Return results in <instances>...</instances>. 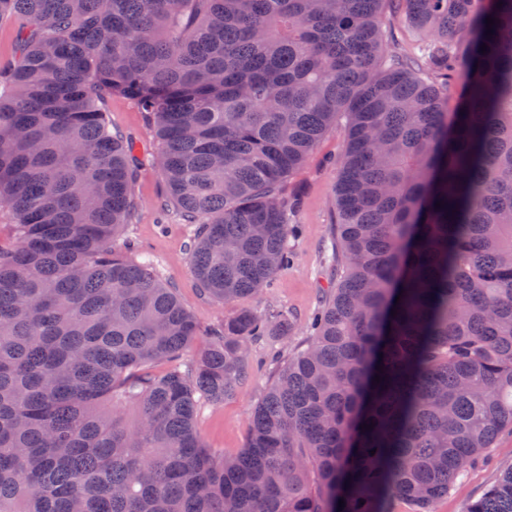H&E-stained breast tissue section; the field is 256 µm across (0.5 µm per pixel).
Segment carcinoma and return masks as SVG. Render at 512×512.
Masks as SVG:
<instances>
[{"label": "carcinoma", "mask_w": 512, "mask_h": 512, "mask_svg": "<svg viewBox=\"0 0 512 512\" xmlns=\"http://www.w3.org/2000/svg\"><path fill=\"white\" fill-rule=\"evenodd\" d=\"M388 10L418 53H387ZM4 19L0 512H433L512 427V0H0ZM114 94L156 128L225 305L288 266V180L344 122L336 283L235 456L203 447L197 397L233 395L293 315L242 307L198 348L112 249L136 179ZM467 512H512V466Z\"/></svg>", "instance_id": "1"}]
</instances>
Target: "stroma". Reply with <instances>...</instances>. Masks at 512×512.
Listing matches in <instances>:
<instances>
[{
  "instance_id": "stroma-1",
  "label": "stroma",
  "mask_w": 512,
  "mask_h": 512,
  "mask_svg": "<svg viewBox=\"0 0 512 512\" xmlns=\"http://www.w3.org/2000/svg\"><path fill=\"white\" fill-rule=\"evenodd\" d=\"M105 111L113 131L137 146L132 215L113 247L121 253L129 252L131 259L150 260L155 275L174 289L196 319L201 334H208L223 321L229 309L203 295L191 273L189 245L196 227L183 223L175 210L164 203L167 188L154 161L159 147L154 129L136 102L125 96L116 94L108 98ZM344 144L345 131L339 124L327 132L290 180L289 191L300 193L303 198L294 217L302 227V235L290 243L293 260L270 287L242 301L243 306L255 310L282 306L292 311L296 316L294 334L288 342L292 348L305 341V321L336 278L325 256L331 246L335 220L333 188ZM272 352L269 343L253 346L251 375L236 393L219 404L199 400L196 428L206 448L227 456L244 448L251 412L274 378ZM510 465L512 433L506 431L499 435L487 458L475 463L456 488L434 503V512H466L469 503L492 487Z\"/></svg>"
}]
</instances>
